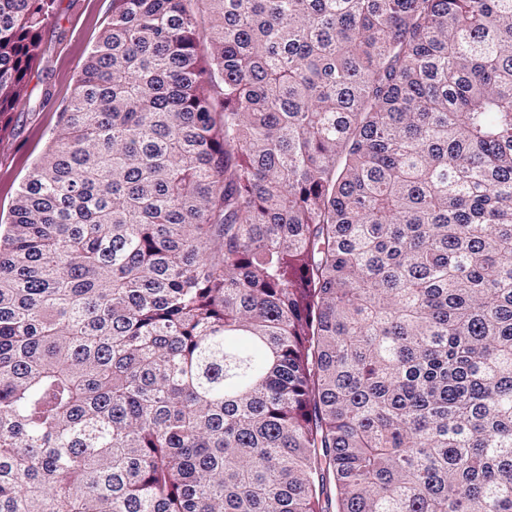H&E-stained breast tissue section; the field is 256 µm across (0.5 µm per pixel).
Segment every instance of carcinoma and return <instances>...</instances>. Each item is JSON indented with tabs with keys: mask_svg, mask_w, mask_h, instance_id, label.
<instances>
[{
	"mask_svg": "<svg viewBox=\"0 0 512 512\" xmlns=\"http://www.w3.org/2000/svg\"><path fill=\"white\" fill-rule=\"evenodd\" d=\"M203 2L112 0L0 233V512H512V0Z\"/></svg>",
	"mask_w": 512,
	"mask_h": 512,
	"instance_id": "carcinoma-1",
	"label": "carcinoma"
}]
</instances>
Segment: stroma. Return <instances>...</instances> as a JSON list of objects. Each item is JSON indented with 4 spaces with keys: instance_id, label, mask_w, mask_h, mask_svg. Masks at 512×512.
Here are the masks:
<instances>
[{
    "instance_id": "stroma-1",
    "label": "stroma",
    "mask_w": 512,
    "mask_h": 512,
    "mask_svg": "<svg viewBox=\"0 0 512 512\" xmlns=\"http://www.w3.org/2000/svg\"><path fill=\"white\" fill-rule=\"evenodd\" d=\"M112 21V0H56L42 51L0 132V226L10 224L17 193L52 144L81 69Z\"/></svg>"
}]
</instances>
